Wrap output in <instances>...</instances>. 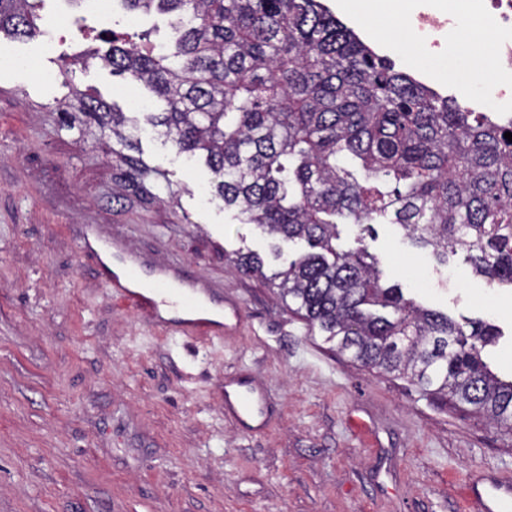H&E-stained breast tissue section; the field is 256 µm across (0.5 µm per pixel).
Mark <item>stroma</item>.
Listing matches in <instances>:
<instances>
[{
    "instance_id": "1",
    "label": "stroma",
    "mask_w": 512,
    "mask_h": 512,
    "mask_svg": "<svg viewBox=\"0 0 512 512\" xmlns=\"http://www.w3.org/2000/svg\"><path fill=\"white\" fill-rule=\"evenodd\" d=\"M371 18L414 51L382 0H322ZM43 34L0 36V512H464L465 485L512 472V434L394 374L332 351L265 279L229 259L259 253L285 269L303 244L278 245L210 193L211 173L151 127L136 134L151 193L136 191L93 130L61 124L59 103L88 93L120 112L152 94L92 61L108 34L173 38L166 15L44 0ZM127 238L148 256L222 284L241 321L223 343L167 336L107 288L79 231ZM386 281L454 319L503 332L493 370L512 377V288L489 287L462 258L438 264L393 224L368 237ZM267 391V428L224 417V383Z\"/></svg>"
}]
</instances>
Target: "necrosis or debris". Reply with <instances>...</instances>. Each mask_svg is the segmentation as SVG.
Masks as SVG:
<instances>
[{"mask_svg":"<svg viewBox=\"0 0 512 512\" xmlns=\"http://www.w3.org/2000/svg\"><path fill=\"white\" fill-rule=\"evenodd\" d=\"M408 24L424 57L421 80L448 91L477 112L512 113V0H410ZM467 27L493 42V84L478 87L456 35Z\"/></svg>","mask_w":512,"mask_h":512,"instance_id":"obj_1","label":"necrosis or debris"}]
</instances>
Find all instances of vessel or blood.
<instances>
[{"instance_id": "1", "label": "vessel or blood", "mask_w": 512, "mask_h": 512, "mask_svg": "<svg viewBox=\"0 0 512 512\" xmlns=\"http://www.w3.org/2000/svg\"><path fill=\"white\" fill-rule=\"evenodd\" d=\"M82 242L118 261L123 275L112 274L106 279L113 294L125 298L138 311L172 333L194 341L223 339L224 325L211 318L205 298L216 294L218 287L205 279L190 278L178 267L167 264L151 266L156 287L150 291L133 288L132 283L142 267L147 266L141 254L128 251L122 240H105L99 235L83 234ZM224 413L240 424H255L263 428L264 393L259 385L247 384L245 390H225ZM465 507L467 512H512V480L495 475L482 484H468Z\"/></svg>"}]
</instances>
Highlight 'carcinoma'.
<instances>
[{
  "label": "carcinoma",
  "mask_w": 512,
  "mask_h": 512,
  "mask_svg": "<svg viewBox=\"0 0 512 512\" xmlns=\"http://www.w3.org/2000/svg\"><path fill=\"white\" fill-rule=\"evenodd\" d=\"M44 0H0V34L31 37ZM172 16L174 39L112 36L94 58L161 102L144 122L204 159L224 207L309 250L272 274L282 299L336 353L512 433V379L486 360L500 332L424 309L383 281L364 232L396 224L435 259L461 254L475 275L512 287V118L472 112L377 57L320 0H121ZM86 126L144 187L137 122L78 94ZM357 247L336 246L339 225ZM235 269L265 276L240 253Z\"/></svg>",
  "instance_id": "cac0c4a2"
}]
</instances>
